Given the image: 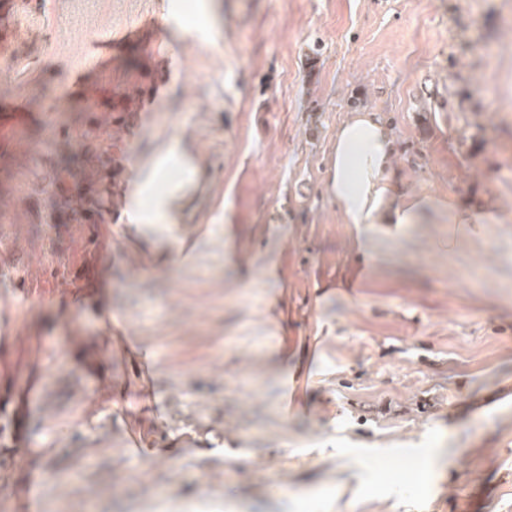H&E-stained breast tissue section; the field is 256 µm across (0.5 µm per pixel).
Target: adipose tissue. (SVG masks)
Returning a JSON list of instances; mask_svg holds the SVG:
<instances>
[{
	"instance_id": "ef3b65f1",
	"label": "adipose tissue",
	"mask_w": 512,
	"mask_h": 512,
	"mask_svg": "<svg viewBox=\"0 0 512 512\" xmlns=\"http://www.w3.org/2000/svg\"><path fill=\"white\" fill-rule=\"evenodd\" d=\"M393 154L392 130L376 113L352 112L336 130L327 188L357 235H371L378 225L390 234L395 226L422 223L431 211L447 215L462 236L498 221V212L489 206L473 208L445 197L398 194Z\"/></svg>"
}]
</instances>
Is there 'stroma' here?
Returning <instances> with one entry per match:
<instances>
[{
  "instance_id": "35a3bbf8",
  "label": "stroma",
  "mask_w": 512,
  "mask_h": 512,
  "mask_svg": "<svg viewBox=\"0 0 512 512\" xmlns=\"http://www.w3.org/2000/svg\"><path fill=\"white\" fill-rule=\"evenodd\" d=\"M147 18L94 65L89 39ZM0 23V96L32 114L0 141V512L32 483L35 512H512V0H29ZM356 107L390 121L400 193L499 223L406 224L365 263L326 189ZM160 195L165 223L132 224Z\"/></svg>"
}]
</instances>
